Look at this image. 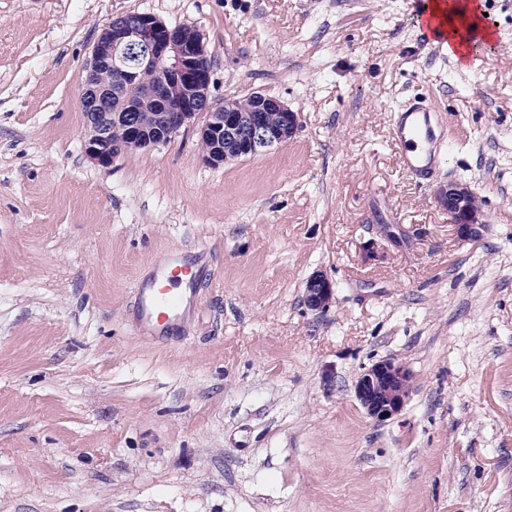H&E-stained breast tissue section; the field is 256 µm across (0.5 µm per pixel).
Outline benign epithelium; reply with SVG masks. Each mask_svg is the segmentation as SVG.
<instances>
[{
    "mask_svg": "<svg viewBox=\"0 0 512 512\" xmlns=\"http://www.w3.org/2000/svg\"><path fill=\"white\" fill-rule=\"evenodd\" d=\"M147 67L158 70L160 79L147 85L144 94L162 110L171 111L168 131L160 138L147 140L140 136L136 125L130 124L125 137L113 143L112 98L119 95L120 86L135 82L139 70ZM104 68L115 72L116 85L100 81ZM211 74L202 38L185 39L178 28L147 13L139 14L137 20L123 16L109 20L100 29L79 76L80 106L87 124L85 154L97 166L107 169L123 152L155 146L176 135L181 128L195 124L199 137L217 144L216 152L203 155V161L214 166L285 143L295 134L298 113L277 97L254 94L257 111L247 117L229 99L219 106L212 104ZM269 110L282 113L279 125L265 124L262 113ZM438 201L448 211L461 239L472 241L482 236L486 224L470 187L450 181L440 186ZM333 294V282L316 274L307 282L306 304L312 310H323ZM411 383L412 374L404 364L383 359L364 369L356 383L355 395L371 418L384 422L403 410Z\"/></svg>",
    "mask_w": 512,
    "mask_h": 512,
    "instance_id": "benign-epithelium-1",
    "label": "benign epithelium"
}]
</instances>
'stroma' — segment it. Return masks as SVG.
Returning <instances> with one entry per match:
<instances>
[{"label": "stroma", "mask_w": 512, "mask_h": 512, "mask_svg": "<svg viewBox=\"0 0 512 512\" xmlns=\"http://www.w3.org/2000/svg\"><path fill=\"white\" fill-rule=\"evenodd\" d=\"M483 9L463 70L414 0H0V512H512V0ZM142 12L201 35L214 103L279 97L297 134L217 167L190 130L93 163L79 75ZM420 97L450 143L422 186L391 133ZM172 259L206 276L157 340L138 287ZM386 358L413 380L378 422L354 386ZM474 191L465 184L449 181L440 186L438 201L448 211L456 234L463 240H476L485 230L486 224ZM306 304L312 310H323L331 302L334 294V284L326 276H312L306 286Z\"/></svg>", "instance_id": "35a3bbf8"}]
</instances>
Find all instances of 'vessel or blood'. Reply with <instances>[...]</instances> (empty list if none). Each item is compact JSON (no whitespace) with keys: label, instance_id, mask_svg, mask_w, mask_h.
<instances>
[{"label":"vessel or blood","instance_id":"b4317fda","mask_svg":"<svg viewBox=\"0 0 512 512\" xmlns=\"http://www.w3.org/2000/svg\"><path fill=\"white\" fill-rule=\"evenodd\" d=\"M393 137L402 166L415 181L433 176L444 141V129L434 110L416 101L401 107L393 125ZM204 273L197 263L183 260L169 261L159 267L154 278L139 289L140 325L155 334H167L184 311L189 292Z\"/></svg>","mask_w":512,"mask_h":512}]
</instances>
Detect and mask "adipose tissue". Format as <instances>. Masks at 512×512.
<instances>
[{
  "label": "adipose tissue",
  "instance_id": "adipose-tissue-1",
  "mask_svg": "<svg viewBox=\"0 0 512 512\" xmlns=\"http://www.w3.org/2000/svg\"><path fill=\"white\" fill-rule=\"evenodd\" d=\"M430 10L441 26L446 27L448 40L443 49L460 68L468 66L465 55L459 52L460 45L469 41L481 43L494 39L491 27L480 22L477 0H432Z\"/></svg>",
  "mask_w": 512,
  "mask_h": 512
}]
</instances>
